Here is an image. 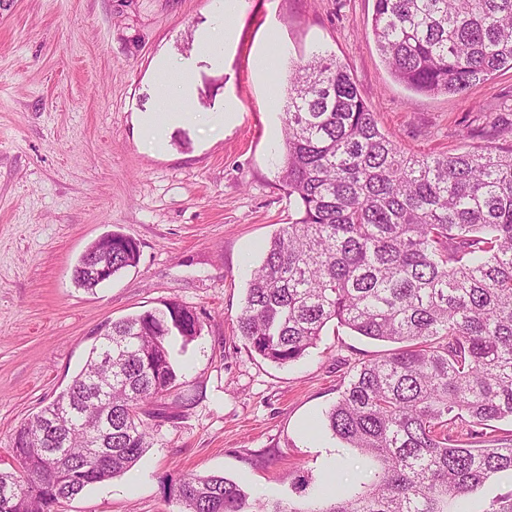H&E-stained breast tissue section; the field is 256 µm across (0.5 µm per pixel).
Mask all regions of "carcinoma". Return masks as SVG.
I'll use <instances>...</instances> for the list:
<instances>
[{
  "instance_id": "1",
  "label": "carcinoma",
  "mask_w": 512,
  "mask_h": 512,
  "mask_svg": "<svg viewBox=\"0 0 512 512\" xmlns=\"http://www.w3.org/2000/svg\"><path fill=\"white\" fill-rule=\"evenodd\" d=\"M371 33L392 77L428 95L460 94L512 70V0H374ZM280 189L296 208L264 250L237 327L284 365L335 322L396 344L362 362L324 425L371 469L307 502L249 499L223 475L167 489L177 512H452L512 473V443L476 448L512 419V144L409 155L381 131L348 68L316 52L293 69L284 103ZM139 247L112 233V274ZM177 302L114 321L72 381L12 434L27 472L0 470V512H56L132 469L181 385L172 339L200 336Z\"/></svg>"
}]
</instances>
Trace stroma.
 I'll return each instance as SVG.
<instances>
[{
    "instance_id": "1",
    "label": "stroma",
    "mask_w": 512,
    "mask_h": 512,
    "mask_svg": "<svg viewBox=\"0 0 512 512\" xmlns=\"http://www.w3.org/2000/svg\"><path fill=\"white\" fill-rule=\"evenodd\" d=\"M374 0H240L219 56L194 44L215 0H0V468L10 437L84 365L105 323L174 300L203 321L173 339L182 384L170 422L129 471L59 512H172L166 484L221 474L250 498L363 475L359 453L321 423L358 363L388 343L328 327L298 361L251 353L236 329L268 241L295 211L278 188L281 98L290 65L312 52L349 67L382 131L405 152L512 143V70L461 95H426L390 75L371 33ZM191 61L192 108L232 111L223 128L173 126L162 148L138 113L164 93L159 60ZM117 231L136 267L88 291L74 269Z\"/></svg>"
}]
</instances>
